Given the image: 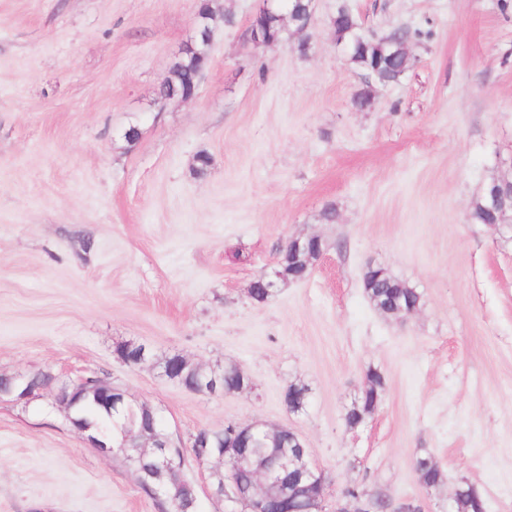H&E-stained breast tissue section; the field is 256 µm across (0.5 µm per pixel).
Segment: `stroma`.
Wrapping results in <instances>:
<instances>
[{
  "instance_id": "35a3bbf8",
  "label": "stroma",
  "mask_w": 512,
  "mask_h": 512,
  "mask_svg": "<svg viewBox=\"0 0 512 512\" xmlns=\"http://www.w3.org/2000/svg\"><path fill=\"white\" fill-rule=\"evenodd\" d=\"M339 1L314 0L302 35L256 46V0H222L234 22L215 31L196 96L161 103L194 0H0V376L95 373L173 441L261 420L295 430L332 491L448 512L464 479L487 512H512V233L471 219L512 157V0H343L377 34L411 31L410 68L387 85L337 44ZM366 88L373 105L357 109ZM309 234L325 243L310 274L254 303L251 283ZM369 264L422 294L408 321L369 303ZM125 343L233 363L254 386L197 394L118 360ZM370 369L383 400L348 428ZM293 383L310 389L295 414ZM424 452L444 475L431 491L414 471ZM216 465L185 456L197 512H237L214 492ZM0 512L160 508L47 389L0 400Z\"/></svg>"
}]
</instances>
